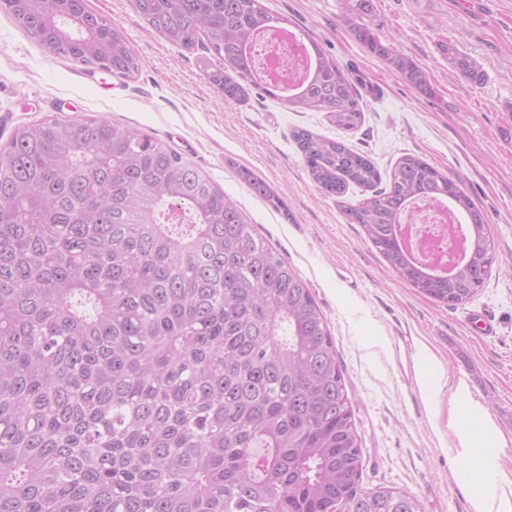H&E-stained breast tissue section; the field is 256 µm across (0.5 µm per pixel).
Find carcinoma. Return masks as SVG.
I'll list each match as a JSON object with an SVG mask.
<instances>
[{
  "mask_svg": "<svg viewBox=\"0 0 512 512\" xmlns=\"http://www.w3.org/2000/svg\"><path fill=\"white\" fill-rule=\"evenodd\" d=\"M169 44L202 48L208 79L244 102L260 85L246 48L280 21L264 0H132ZM54 55L130 78L141 62L85 0H0ZM368 51L414 88L427 73L368 27ZM311 65L287 104L364 119V84L307 37ZM471 84L485 73L446 48ZM223 67L209 70V56ZM308 172L398 277L463 304L496 262L481 210L458 183L406 155L384 188L367 156L295 129ZM237 174L285 203L246 168ZM433 198L464 218L466 262L449 277L395 236ZM360 438L343 367L310 288L224 190L164 141L104 118L47 116L0 146V512H419L399 491L359 490Z\"/></svg>",
  "mask_w": 512,
  "mask_h": 512,
  "instance_id": "cac0c4a2",
  "label": "carcinoma"
}]
</instances>
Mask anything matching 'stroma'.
<instances>
[{
    "label": "stroma",
    "instance_id": "stroma-1",
    "mask_svg": "<svg viewBox=\"0 0 512 512\" xmlns=\"http://www.w3.org/2000/svg\"><path fill=\"white\" fill-rule=\"evenodd\" d=\"M265 4L377 87L357 130L288 107L260 86L247 102L225 100L199 51L170 45L130 0H85L124 33L140 71L123 79L55 56L0 10V144L48 115L105 118L165 141L224 190L310 288L343 366L362 490L401 491L421 512H474L475 493L458 476L477 452L467 445L469 429L488 421L495 437L478 451L489 463L487 490L512 499V0ZM357 24L411 56L427 72L431 94L372 55L353 31ZM447 45L478 62L483 84L460 76ZM299 128L364 152L384 176L416 155L458 180L484 214L498 256L477 294L451 308L399 280L361 226L310 178L291 138ZM238 165L263 178L286 210L256 195L235 173ZM476 312L495 317L496 335L471 325ZM424 346L443 377L418 379ZM461 381L477 407L465 425L450 420Z\"/></svg>",
    "mask_w": 512,
    "mask_h": 512
}]
</instances>
